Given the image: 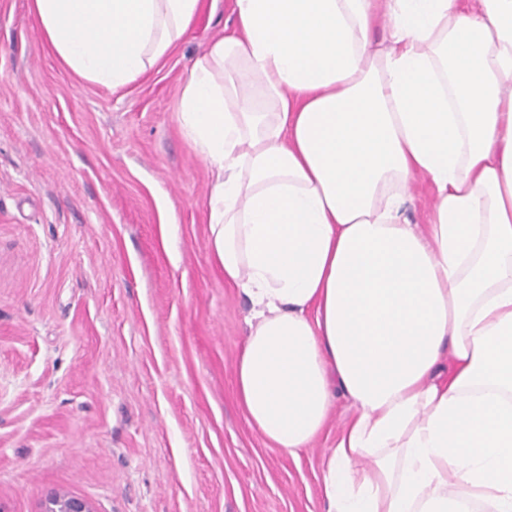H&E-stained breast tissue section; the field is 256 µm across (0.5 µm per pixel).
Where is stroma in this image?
Segmentation results:
<instances>
[{
  "mask_svg": "<svg viewBox=\"0 0 512 512\" xmlns=\"http://www.w3.org/2000/svg\"><path fill=\"white\" fill-rule=\"evenodd\" d=\"M201 0L180 42L120 89L0 0V512L52 491L94 512H326L323 451L247 425L233 365L249 302L209 249L210 172L177 122L185 76L234 25Z\"/></svg>",
  "mask_w": 512,
  "mask_h": 512,
  "instance_id": "stroma-1",
  "label": "stroma"
}]
</instances>
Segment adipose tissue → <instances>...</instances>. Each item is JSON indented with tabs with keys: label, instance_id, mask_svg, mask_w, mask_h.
<instances>
[{
	"label": "adipose tissue",
	"instance_id": "adipose-tissue-1",
	"mask_svg": "<svg viewBox=\"0 0 512 512\" xmlns=\"http://www.w3.org/2000/svg\"><path fill=\"white\" fill-rule=\"evenodd\" d=\"M200 0H32L120 88ZM177 119L211 171L212 256L250 303L249 426L324 457L328 512H512V0H234ZM387 23L388 43L370 33ZM427 179L431 224L401 220Z\"/></svg>",
	"mask_w": 512,
	"mask_h": 512
}]
</instances>
